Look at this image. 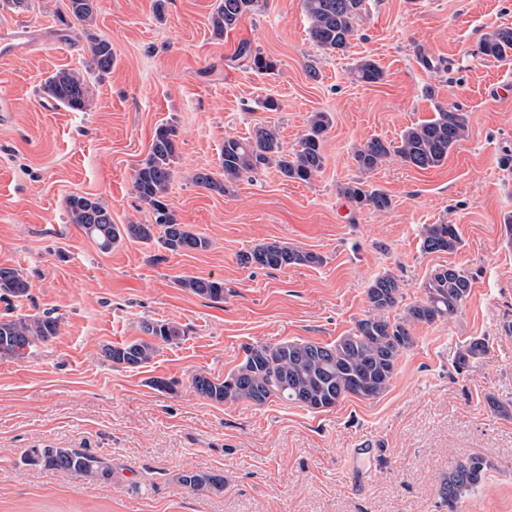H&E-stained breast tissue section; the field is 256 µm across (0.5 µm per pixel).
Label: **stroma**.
<instances>
[{"instance_id": "stroma-1", "label": "stroma", "mask_w": 512, "mask_h": 512, "mask_svg": "<svg viewBox=\"0 0 512 512\" xmlns=\"http://www.w3.org/2000/svg\"><path fill=\"white\" fill-rule=\"evenodd\" d=\"M28 3L0 6V97L12 104L0 112V264L21 269L31 288L0 299V318L47 313L59 333L24 357L0 356V512H448L441 483L473 455L490 468L461 512H512V419L488 404L512 400V61L479 51L487 33L512 27V0H368L344 55L311 41L302 0H265L221 38L209 25L216 0H98L86 29L60 21V0ZM91 33L111 41L115 62L88 75L92 106L73 112L42 86L83 67ZM243 42L275 60V72L237 60ZM365 57L381 81L354 77ZM269 97L278 111L264 110ZM440 106L469 114L467 137L441 167L394 158L368 174L392 197L384 213L339 194L361 176L356 145L396 138ZM315 112L332 125L325 167L309 182L269 167L223 195L194 183L198 170L218 169L226 135L266 122L293 150ZM166 122L179 132L169 203L209 248L178 255L127 240L101 251L70 223L67 197H100L118 224L152 222L132 178ZM443 222L456 225L461 248L422 251L423 225ZM271 240L324 262L240 264ZM451 264L472 275L469 297L454 318L414 325L378 398L311 411L275 398L217 404L192 387L198 374L223 378L247 344L334 342L368 314L367 289L385 272L403 283L387 313L398 318ZM183 276L223 281V301L181 288ZM154 320L183 336L143 367L113 366L105 348ZM483 338L489 354L456 372L458 348ZM45 446L111 459L112 478L21 462ZM186 471L222 475L224 488L189 492L178 481Z\"/></svg>"}]
</instances>
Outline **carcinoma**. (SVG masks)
Returning a JSON list of instances; mask_svg holds the SVG:
<instances>
[{"mask_svg": "<svg viewBox=\"0 0 512 512\" xmlns=\"http://www.w3.org/2000/svg\"><path fill=\"white\" fill-rule=\"evenodd\" d=\"M68 17L84 26L91 24L97 10V0H66ZM261 7V0H218L209 17L212 32L217 37L235 30L247 16ZM309 20V34L320 48L346 53L366 9V0H303ZM89 58L84 70L64 69L48 77L44 95L73 112H85L91 107L86 73L104 75L112 70V43L92 33L87 34ZM482 54L496 60L512 56V27L498 28L482 40ZM238 56L248 61L252 71L263 74L275 68V62L262 52L243 43ZM354 76L364 83H377L383 70L372 59H362L354 65ZM332 123L327 112H314L298 148L283 149L278 130L271 125L258 126L252 136L224 137L219 171L200 169L195 184L224 194L246 174L262 167H274L288 181L307 182L325 165L322 145ZM468 114L462 108L436 109L434 118L405 128L398 139L372 137L353 151V160L364 174H370L388 159L396 158L404 165L420 170L441 166L448 153L468 133ZM179 150V132L175 125L160 124L154 132L147 157L135 170L133 187L140 203L151 210L152 224H116L112 212L100 200L86 193H73L66 199L70 222L81 228L98 246L109 251L124 240L143 244L156 242L174 254L206 250L210 242L204 235L178 222L168 204L174 180L173 163ZM339 192L358 209L369 208L386 212L392 208L390 194L363 179H355L339 188ZM421 248L426 253L458 250L462 239L454 224H426L421 233ZM247 267L282 269L288 266H316L323 257L277 240L261 242L241 256ZM178 285L191 293L214 302L224 300V282L185 276ZM31 284L21 270L0 265V295L21 298L28 295ZM469 272L458 266L438 268L424 283V298L403 310L392 321L385 312L401 297V279L385 272L367 289L370 312L357 321L355 327L336 341L322 344L316 341L288 340L277 344H256L244 347L241 363L224 379H211L204 374L193 377L194 391L202 398L219 404L240 401L263 405L278 398L311 410H323L347 396L374 399L386 391L392 381L403 352L414 343L411 329L416 323L430 324L449 320L457 314L471 293ZM56 317L18 315L0 319V355L21 357L38 342L57 336ZM149 339L134 340L121 346L105 348V356L114 366L138 368L149 363L157 353L156 342L173 343L180 339L181 329L173 322L143 323ZM489 345L475 339L460 347L456 367L466 369L473 360L488 355ZM26 465L57 470L78 477L112 479V464L77 448H31L21 457ZM488 469L481 456H471L459 462L441 485V496L448 512H458L466 494L480 485ZM179 483L191 492L224 488V477L217 474L187 471L178 477Z\"/></svg>", "mask_w": 512, "mask_h": 512, "instance_id": "1", "label": "carcinoma"}]
</instances>
